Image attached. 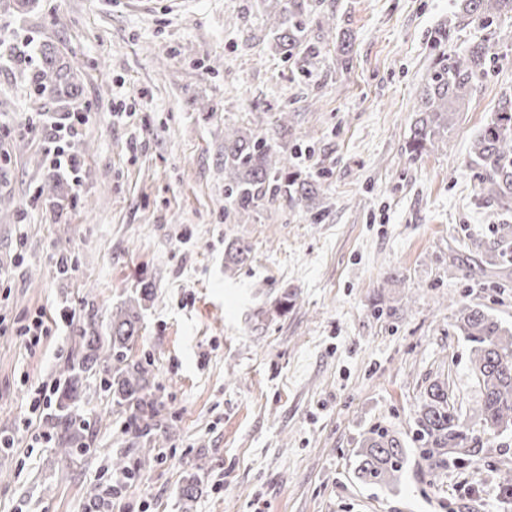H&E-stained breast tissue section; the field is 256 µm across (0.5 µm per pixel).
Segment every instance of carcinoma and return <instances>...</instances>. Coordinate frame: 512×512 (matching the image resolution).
<instances>
[{
    "label": "carcinoma",
    "mask_w": 512,
    "mask_h": 512,
    "mask_svg": "<svg viewBox=\"0 0 512 512\" xmlns=\"http://www.w3.org/2000/svg\"><path fill=\"white\" fill-rule=\"evenodd\" d=\"M461 21L493 28L492 34L512 40L503 16L512 13V0H461ZM312 0H287L269 15L275 51L292 58L311 56L307 17ZM489 45L474 42L462 54L439 52L432 59L427 80L419 92V118L407 141L415 159L443 141L460 105L472 95L486 75ZM28 86L39 100L73 99L79 94L73 66L49 45L39 49V62L27 74ZM471 165L478 170L480 194L503 213L512 212V93H503L491 119L476 134L470 150ZM324 183L305 175L282 158L265 137L250 129L224 128V202L226 212L244 219L264 204L285 197L317 211ZM155 296L150 281H140L137 296L112 312L106 333L95 321L81 330L76 353L64 367L65 378L57 393V413L49 420L56 452L74 460L85 450L84 417L79 405L89 403L91 390L111 396L132 410L128 433L137 441L151 442L149 420L156 417L152 382L145 369L128 358L139 338L141 310ZM456 327L472 343L470 364L482 392L476 411L484 430L492 435L512 431V330L481 308L460 303ZM418 427L422 448L419 464L433 469L445 461L448 450L465 455L464 423L450 409L448 385H428L420 408ZM408 465L405 441L397 432L374 428L362 442L355 468L366 484L393 488ZM95 512H105L112 502V486L90 492Z\"/></svg>",
    "instance_id": "carcinoma-1"
}]
</instances>
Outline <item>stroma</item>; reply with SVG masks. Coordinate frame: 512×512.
Instances as JSON below:
<instances>
[{
	"label": "stroma",
	"instance_id": "35a3bbf8",
	"mask_svg": "<svg viewBox=\"0 0 512 512\" xmlns=\"http://www.w3.org/2000/svg\"><path fill=\"white\" fill-rule=\"evenodd\" d=\"M271 0H35L0 8V24L56 47L81 97L37 104L27 64L0 60V317L67 310L36 350L0 334V512H89L124 454L143 481L112 495V512H182L183 479L203 465L191 512H512V432L488 435L457 303L512 326V255L490 245L512 213L480 205L470 143L512 90V43L461 107L447 146L410 158L417 93L446 27L448 53L483 38L456 0H317L302 66L275 52ZM349 31V57L324 36ZM81 110L82 179L50 170L45 124ZM289 114L275 135L258 111ZM257 129L303 173L321 178L322 216L280 198L249 219L224 214V129ZM61 179L70 198L29 201ZM246 261L224 259L232 241ZM75 261L57 275L60 254ZM151 281L129 351L153 384L158 424L143 459L131 412L98 395L85 407L90 448L69 461L47 439L28 391L58 380L89 321ZM295 292L278 307L283 291ZM448 384L472 455L437 468L410 463L396 488L360 482L356 454L377 426L416 448L425 388ZM43 434L31 447V434Z\"/></svg>",
	"mask_w": 512,
	"mask_h": 512
}]
</instances>
